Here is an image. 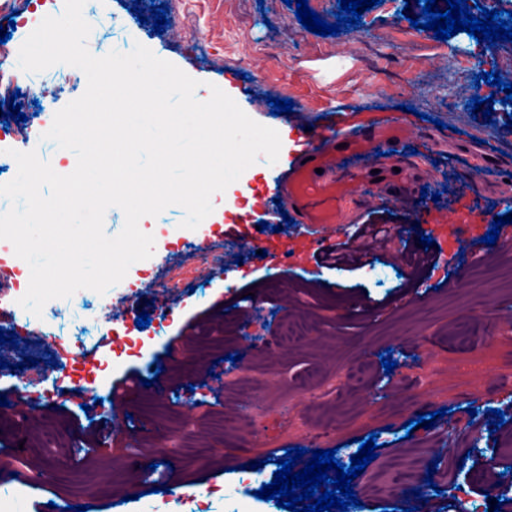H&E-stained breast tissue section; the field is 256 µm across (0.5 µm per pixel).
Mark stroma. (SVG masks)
Masks as SVG:
<instances>
[{
  "mask_svg": "<svg viewBox=\"0 0 512 512\" xmlns=\"http://www.w3.org/2000/svg\"><path fill=\"white\" fill-rule=\"evenodd\" d=\"M116 27L102 33L99 8L84 7L94 56L114 49L125 34L202 83L227 85L258 123L278 131L276 164L258 157L225 191L202 234L176 240L171 226L143 217L140 229L158 236L152 267L161 271L154 287L143 288L133 313L148 311L151 322L137 331L140 353L115 361L95 394L42 383L24 421L0 418V471L26 498L23 512H62L87 505L91 512H189L181 487L207 492L210 512H224V495L243 488L246 464L263 461L259 475L270 483L287 450L316 444L350 464L360 442L377 435V457L352 482L358 512H489L487 483L503 475L485 465L491 448H512V417L490 429L489 412L512 403V286L468 280L473 265L511 267L504 247L457 263L438 289L415 288L401 276L399 248L422 251L431 224L458 228L462 197L479 194L485 210L469 225L471 234L491 229L497 217L512 218L498 203L501 179L512 174V106L505 91L476 85L486 72L512 75V42L496 45L458 33L436 39L434 31L410 25L421 14L417 0H383L359 25L326 37L306 30L295 7L284 0H174L176 15L155 34L140 23L135 0H107ZM17 85L54 89L53 110L87 88L75 67L54 65L38 73L12 67ZM294 103L289 115H272L271 98ZM492 98L491 117H474L472 98ZM339 105L356 112H391L414 107L412 132L387 155L375 183L353 192L345 231L333 244L355 243L359 225L389 224L401 236L371 251L354 270L327 269L311 261L269 267L249 248L226 242L233 224L274 242V226L290 231L272 197L274 179L286 168L303 127ZM411 157L414 170H395L398 157ZM439 201H432V194ZM268 229H261V222ZM213 246L203 249V237ZM240 266L221 279L219 268ZM172 304L159 319L155 299ZM472 325L465 342L450 339L460 319ZM310 328L285 352H273L285 322ZM398 348L397 366L385 372L380 356ZM369 359L366 377L351 380L348 367ZM157 379L137 387L131 402L111 412L113 383L127 376ZM304 412V421L290 415ZM335 412L337 431L317 434ZM433 412L432 428L417 425ZM413 429H406V422ZM109 444L86 446L94 431ZM183 434V444L158 449L155 436ZM40 449L47 476L32 482L30 454ZM20 478H13V471ZM161 492H154V485Z\"/></svg>",
  "mask_w": 512,
  "mask_h": 512,
  "instance_id": "35a3bbf8",
  "label": "stroma"
}]
</instances>
